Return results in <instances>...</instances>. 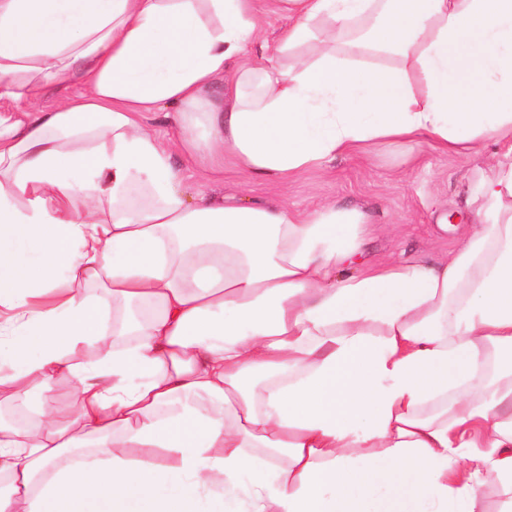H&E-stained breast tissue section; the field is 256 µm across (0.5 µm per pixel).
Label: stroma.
Wrapping results in <instances>:
<instances>
[{"label":"stroma","instance_id":"1","mask_svg":"<svg viewBox=\"0 0 512 512\" xmlns=\"http://www.w3.org/2000/svg\"><path fill=\"white\" fill-rule=\"evenodd\" d=\"M497 150L487 139L460 154L425 142L380 141L367 153L339 156L286 180L248 178L228 155L222 178L194 174L187 184L190 192L215 199L285 203L306 214L327 203L360 209L367 220L366 260L382 264L452 250L481 205L476 185L491 175L488 160Z\"/></svg>","mask_w":512,"mask_h":512}]
</instances>
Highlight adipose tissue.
I'll return each instance as SVG.
<instances>
[{
  "label": "adipose tissue",
  "instance_id": "obj_1",
  "mask_svg": "<svg viewBox=\"0 0 512 512\" xmlns=\"http://www.w3.org/2000/svg\"><path fill=\"white\" fill-rule=\"evenodd\" d=\"M256 3L0 0V396L42 392L36 437L0 420V512H512V0H267L271 43ZM482 135L473 233L378 266L362 212L173 162Z\"/></svg>",
  "mask_w": 512,
  "mask_h": 512
}]
</instances>
